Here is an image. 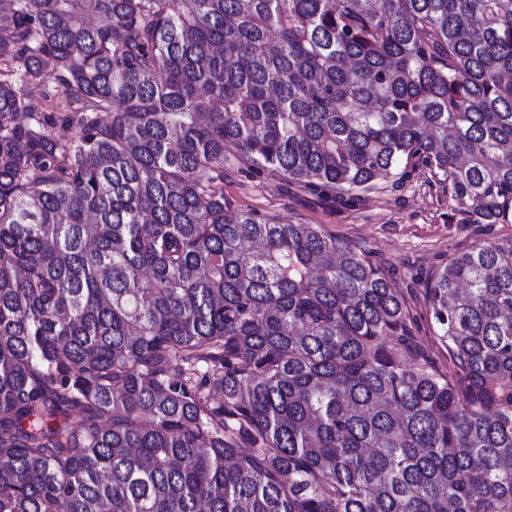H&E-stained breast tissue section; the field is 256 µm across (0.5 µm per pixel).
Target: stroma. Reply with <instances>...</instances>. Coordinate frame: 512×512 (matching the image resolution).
Wrapping results in <instances>:
<instances>
[{
	"mask_svg": "<svg viewBox=\"0 0 512 512\" xmlns=\"http://www.w3.org/2000/svg\"><path fill=\"white\" fill-rule=\"evenodd\" d=\"M224 197L234 209L295 224H318L370 250L396 281L413 317L415 343L443 369L448 353L427 314L426 283L450 256L478 242L512 249V224H466L428 168L393 171L358 201L312 193L281 174L255 171L242 156L224 158Z\"/></svg>",
	"mask_w": 512,
	"mask_h": 512,
	"instance_id": "stroma-1",
	"label": "stroma"
}]
</instances>
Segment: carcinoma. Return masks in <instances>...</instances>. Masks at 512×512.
<instances>
[{
	"label": "carcinoma",
	"mask_w": 512,
	"mask_h": 512,
	"mask_svg": "<svg viewBox=\"0 0 512 512\" xmlns=\"http://www.w3.org/2000/svg\"><path fill=\"white\" fill-rule=\"evenodd\" d=\"M231 149L512 224V0H0V512H512V250L427 281L442 370Z\"/></svg>",
	"instance_id": "carcinoma-1"
}]
</instances>
